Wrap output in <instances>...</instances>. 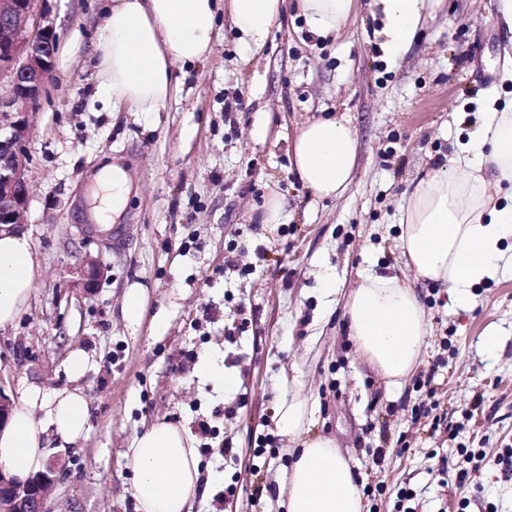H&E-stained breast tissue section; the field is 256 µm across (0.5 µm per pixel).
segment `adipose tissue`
Instances as JSON below:
<instances>
[{
	"label": "adipose tissue",
	"mask_w": 512,
	"mask_h": 512,
	"mask_svg": "<svg viewBox=\"0 0 512 512\" xmlns=\"http://www.w3.org/2000/svg\"><path fill=\"white\" fill-rule=\"evenodd\" d=\"M381 15L382 49L395 57L414 40L437 0H373ZM285 0H228L239 40L261 51ZM309 34L324 38L353 17L355 0H297ZM218 0H108L95 45L98 91L113 106L157 112L179 81L175 65H193L212 52ZM358 139L350 118L304 121L290 144L292 167L318 200L350 188ZM129 194L126 173L103 167L96 178L93 216L112 224ZM512 107L486 102L480 120L453 158L419 181L400 207L397 247L416 280L449 289L462 307L476 286L512 266ZM35 287L34 257L25 234L0 236V327L26 310ZM357 354L384 379L400 386L418 364L428 334L425 310L414 289L396 277L361 275L344 303ZM87 400L80 389L51 395L31 392L13 406L0 428V465L19 479L42 471L56 434L66 443L87 429ZM282 435L295 442L293 461L278 488L280 512H363L350 462L331 438L312 434L314 410L293 393L277 407ZM138 512H192L202 485L201 460L187 431L157 419L124 453Z\"/></svg>",
	"instance_id": "1"
}]
</instances>
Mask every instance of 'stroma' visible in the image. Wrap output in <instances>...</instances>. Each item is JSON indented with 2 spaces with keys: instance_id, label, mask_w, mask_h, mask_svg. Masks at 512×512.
<instances>
[{
  "instance_id": "stroma-1",
  "label": "stroma",
  "mask_w": 512,
  "mask_h": 512,
  "mask_svg": "<svg viewBox=\"0 0 512 512\" xmlns=\"http://www.w3.org/2000/svg\"><path fill=\"white\" fill-rule=\"evenodd\" d=\"M105 2H37L62 52L23 158L36 288L0 328V386L11 401L74 387L88 401L84 438H50L68 465L49 512H136L123 452L158 418L185 427L201 457L207 491L192 512H275L291 461L275 410L296 391L316 409L313 433L351 458L360 486L376 488L365 512H395L401 489L413 512H512V467L501 462L512 448V276L478 286L462 308L446 288L416 283L397 248L404 197L453 156L459 129L478 121L499 83L512 37L495 22L496 0H442L397 58L380 48L369 0L325 38L308 34L288 0L254 56L222 11L210 58L185 67L157 112L95 94ZM325 112L348 114L359 151L349 190L317 201L289 148L298 124ZM111 160L131 178L128 204L106 244H81L90 176ZM274 190L289 217L272 235L260 212ZM88 252L101 254L106 278L90 295L61 293ZM369 269L415 286L429 322L415 373L398 388L358 357L343 313ZM327 270L339 291L325 309ZM132 282L148 292L135 328L122 314ZM491 331L493 351L483 343ZM76 348L88 366L75 381ZM205 355L238 374L235 391L199 374ZM429 373L440 429L413 413L425 398L415 378ZM261 435L273 450L258 457ZM468 449L478 464L466 462Z\"/></svg>"
}]
</instances>
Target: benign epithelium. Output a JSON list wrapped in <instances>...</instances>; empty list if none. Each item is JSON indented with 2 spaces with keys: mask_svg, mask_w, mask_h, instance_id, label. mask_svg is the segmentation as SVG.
I'll list each match as a JSON object with an SVG mask.
<instances>
[{
  "mask_svg": "<svg viewBox=\"0 0 512 512\" xmlns=\"http://www.w3.org/2000/svg\"><path fill=\"white\" fill-rule=\"evenodd\" d=\"M36 0H0V72L10 73L8 97L0 96V233H14L22 221L31 183L22 162L33 116L52 76L57 45L54 27L36 20ZM108 267L99 256L85 254L72 270L69 289L84 294L106 276ZM66 460L52 459L46 471L18 480L0 468V512H45V501Z\"/></svg>",
  "mask_w": 512,
  "mask_h": 512,
  "instance_id": "benign-epithelium-1",
  "label": "benign epithelium"
}]
</instances>
